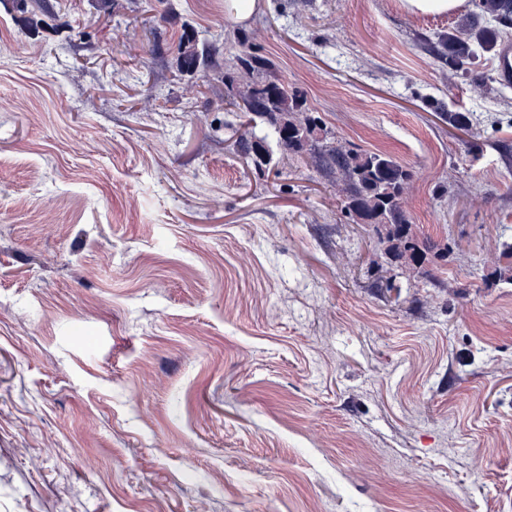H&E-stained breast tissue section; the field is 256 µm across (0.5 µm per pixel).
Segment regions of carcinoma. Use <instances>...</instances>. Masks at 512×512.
<instances>
[{
	"instance_id": "obj_1",
	"label": "carcinoma",
	"mask_w": 512,
	"mask_h": 512,
	"mask_svg": "<svg viewBox=\"0 0 512 512\" xmlns=\"http://www.w3.org/2000/svg\"><path fill=\"white\" fill-rule=\"evenodd\" d=\"M475 10L461 16L446 33L436 34L434 45L440 61L455 72L467 73L481 56L494 53L498 41L512 29V0H474ZM180 66L195 71L208 65V56L190 46L182 52ZM237 69L246 81L230 90V104L247 115L240 136L246 154L251 142L262 145L253 161L261 165L271 160L267 142L283 153L307 154L342 186L344 209L358 224L370 227L375 248L389 264L430 276L425 262L428 256L443 259L448 248L418 237L405 209V196L412 174L392 156L353 147L338 138L319 139L322 130L318 118L302 108L303 101L288 84L271 76L274 63L251 53L246 41L240 42ZM448 125L462 129L473 127V114L452 109L440 113Z\"/></svg>"
}]
</instances>
